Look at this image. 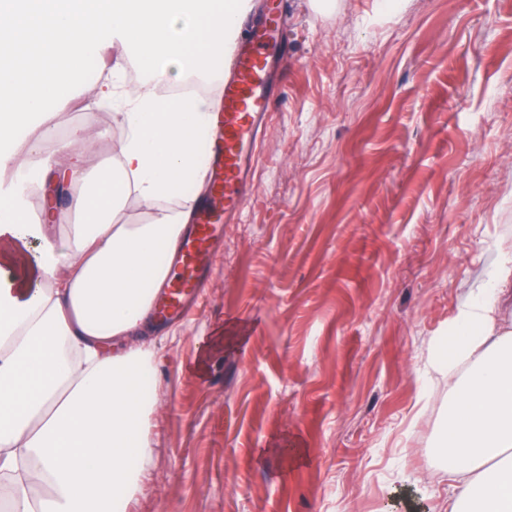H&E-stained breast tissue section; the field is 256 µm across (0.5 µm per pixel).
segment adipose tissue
Masks as SVG:
<instances>
[{
	"mask_svg": "<svg viewBox=\"0 0 512 512\" xmlns=\"http://www.w3.org/2000/svg\"><path fill=\"white\" fill-rule=\"evenodd\" d=\"M251 0H0V482L11 512H128L152 461L157 323L154 302L188 231L207 167L201 141L215 120L224 52ZM133 50L154 80L188 77L210 92L188 98L126 88ZM99 74L121 135L108 169L77 164L92 132L58 142L68 165L16 132L50 103L73 97L74 73ZM45 205L30 215L31 195ZM80 219L54 234L57 200ZM143 224L114 217L128 197ZM512 299V268L451 325L448 366L467 364L448 396L439 451L458 494L448 512H512V331L497 313ZM102 56L104 62L108 65H111L116 59H120L125 63L128 74H131V71L135 72V77H131L133 83L128 81L129 90H138L141 88L144 82L151 80L149 75L143 73L135 59L131 56H126L119 46L105 49L102 53Z\"/></svg>",
	"mask_w": 512,
	"mask_h": 512,
	"instance_id": "ef3b65f1",
	"label": "adipose tissue"
}]
</instances>
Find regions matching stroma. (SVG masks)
Listing matches in <instances>:
<instances>
[{
    "label": "stroma",
    "instance_id": "stroma-1",
    "mask_svg": "<svg viewBox=\"0 0 512 512\" xmlns=\"http://www.w3.org/2000/svg\"><path fill=\"white\" fill-rule=\"evenodd\" d=\"M249 197L156 333L130 512H448L458 312L512 265V0H291ZM97 77L52 119L120 133ZM223 330L205 375L200 337Z\"/></svg>",
    "mask_w": 512,
    "mask_h": 512
}]
</instances>
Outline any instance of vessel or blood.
<instances>
[{"instance_id": "1", "label": "vessel or blood", "mask_w": 512, "mask_h": 512, "mask_svg": "<svg viewBox=\"0 0 512 512\" xmlns=\"http://www.w3.org/2000/svg\"><path fill=\"white\" fill-rule=\"evenodd\" d=\"M288 25L283 4L270 7L264 22L251 26L238 42L224 76V115L207 139L211 179L199 202L195 230L183 239L175 264L177 276L168 280L159 315L181 312L185 297L200 286L205 258L221 216H233L247 195V178L270 108L269 82L273 65L284 56L282 40Z\"/></svg>"}]
</instances>
